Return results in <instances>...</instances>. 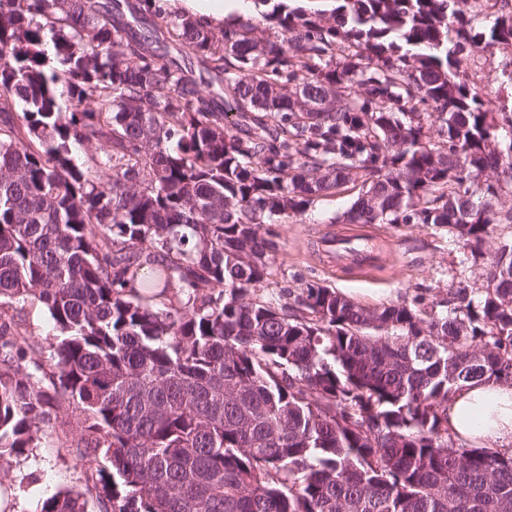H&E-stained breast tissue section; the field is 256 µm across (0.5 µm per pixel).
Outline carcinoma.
Listing matches in <instances>:
<instances>
[{
	"mask_svg": "<svg viewBox=\"0 0 512 512\" xmlns=\"http://www.w3.org/2000/svg\"><path fill=\"white\" fill-rule=\"evenodd\" d=\"M254 2L215 24L0 0V307L36 301L58 332L46 372L0 321V455L66 402L98 512H512V450L456 444L447 413L460 385L512 383V239L444 313L254 295L261 226L352 190L338 222L439 225L484 255L512 224L478 180L512 184V115L467 62L512 47V12ZM76 144L102 151L79 166ZM36 512H87L85 493Z\"/></svg>",
	"mask_w": 512,
	"mask_h": 512,
	"instance_id": "carcinoma-1",
	"label": "carcinoma"
}]
</instances>
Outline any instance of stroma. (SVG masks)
I'll return each mask as SVG.
<instances>
[{"label": "stroma", "mask_w": 512, "mask_h": 512, "mask_svg": "<svg viewBox=\"0 0 512 512\" xmlns=\"http://www.w3.org/2000/svg\"><path fill=\"white\" fill-rule=\"evenodd\" d=\"M468 73L496 105L512 109V84L501 68L512 62V48L476 52ZM352 203L341 194L314 204L304 215L271 227L276 250L271 274L257 286V296L274 300L283 291L299 292L309 284L334 288L357 304L375 308L405 303L436 308L459 285L478 289L483 284L480 265L463 268L465 249L447 228L422 224H343L340 215ZM339 233H365L373 238L379 267L366 274L339 269L323 251L326 238ZM0 316L23 320L39 343L34 361L50 364L55 332L48 313L35 302L0 308ZM81 422L68 407H60L38 447L22 457L0 458V486L13 487L16 512H34L37 504L57 492L83 490L87 463L73 449L61 447V436H77Z\"/></svg>", "instance_id": "stroma-1"}]
</instances>
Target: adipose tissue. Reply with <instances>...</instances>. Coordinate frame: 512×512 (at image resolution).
Returning a JSON list of instances; mask_svg holds the SVG:
<instances>
[{
  "label": "adipose tissue",
  "instance_id": "ef3b65f1",
  "mask_svg": "<svg viewBox=\"0 0 512 512\" xmlns=\"http://www.w3.org/2000/svg\"><path fill=\"white\" fill-rule=\"evenodd\" d=\"M448 431L475 448L512 447V387L493 381L459 387L448 402Z\"/></svg>",
  "mask_w": 512,
  "mask_h": 512
}]
</instances>
